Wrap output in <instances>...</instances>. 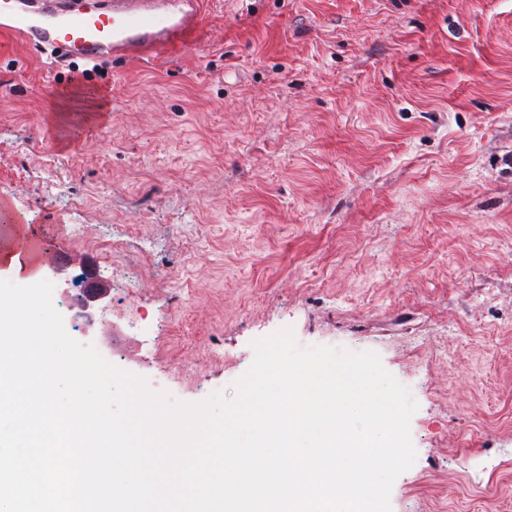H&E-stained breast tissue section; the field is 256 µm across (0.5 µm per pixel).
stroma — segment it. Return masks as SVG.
Returning a JSON list of instances; mask_svg holds the SVG:
<instances>
[{"label":"stroma","mask_w":512,"mask_h":512,"mask_svg":"<svg viewBox=\"0 0 512 512\" xmlns=\"http://www.w3.org/2000/svg\"><path fill=\"white\" fill-rule=\"evenodd\" d=\"M46 61L0 35V199L114 246L69 336L184 402L286 326L375 352L418 404L392 512H512V0H204L189 50L102 60L104 100Z\"/></svg>","instance_id":"obj_1"}]
</instances>
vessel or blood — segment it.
Returning a JSON list of instances; mask_svg holds the SVG:
<instances>
[{"instance_id": "vessel-or-blood-1", "label": "vessel or blood", "mask_w": 512, "mask_h": 512, "mask_svg": "<svg viewBox=\"0 0 512 512\" xmlns=\"http://www.w3.org/2000/svg\"><path fill=\"white\" fill-rule=\"evenodd\" d=\"M202 0H110L103 9L77 13L26 7L20 0H0V33L22 39L34 50L84 61L128 58L149 62L180 52L201 37ZM20 222L0 201V238L14 245L24 268L36 273L43 263L61 267L81 262L87 270L85 302H98L111 292L96 271L94 255L44 251L20 233Z\"/></svg>"}]
</instances>
